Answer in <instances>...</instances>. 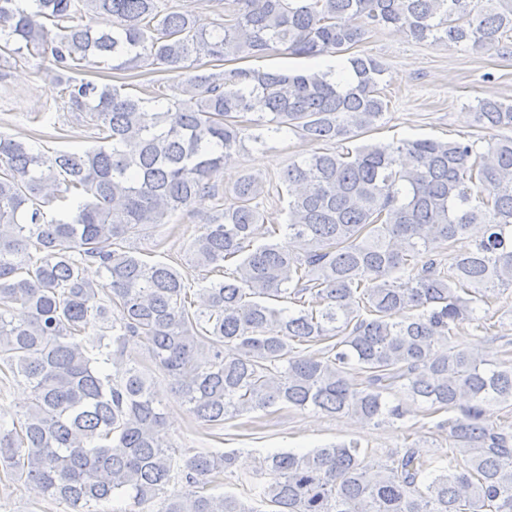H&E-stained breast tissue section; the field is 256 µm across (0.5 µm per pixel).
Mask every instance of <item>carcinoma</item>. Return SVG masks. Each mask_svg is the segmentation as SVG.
I'll use <instances>...</instances> for the list:
<instances>
[{
	"label": "carcinoma",
	"instance_id": "carcinoma-1",
	"mask_svg": "<svg viewBox=\"0 0 512 512\" xmlns=\"http://www.w3.org/2000/svg\"><path fill=\"white\" fill-rule=\"evenodd\" d=\"M210 22L162 0H0V51L50 52L63 109L86 113L98 145L49 155L0 134V361L31 390L20 427L0 420V463L73 512L116 497L163 498L161 512H512V363L493 366L449 340L473 304L512 288V137L400 139L294 160L284 240L252 204L262 182L211 184L245 141L295 132L319 144L378 126L385 69L358 54L331 69H200L284 50L341 56L369 30L492 48L512 33V0H233ZM185 71L166 107L145 88L74 80L102 66ZM487 130L512 104L481 98ZM219 213L188 245V278L123 246L196 198ZM58 204L60 217L43 207ZM481 224L474 247L453 243ZM95 265L98 279L87 274ZM143 339L155 370L209 425L279 404L394 423L404 402L452 413L442 468L414 448L384 461L359 444L262 460L249 496L211 495L230 453L165 447L154 376L125 360ZM320 346L313 352L311 348ZM362 375L358 383L352 375Z\"/></svg>",
	"mask_w": 512,
	"mask_h": 512
}]
</instances>
